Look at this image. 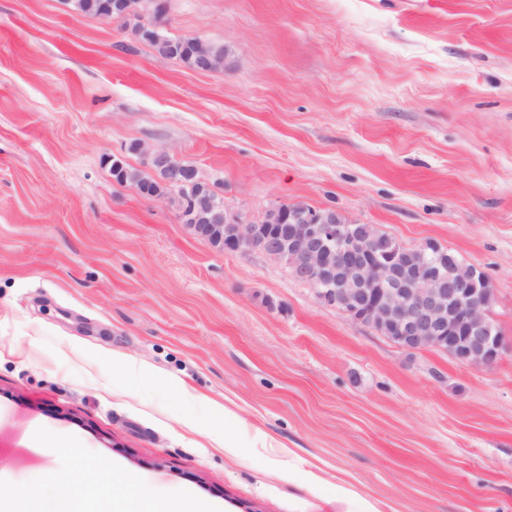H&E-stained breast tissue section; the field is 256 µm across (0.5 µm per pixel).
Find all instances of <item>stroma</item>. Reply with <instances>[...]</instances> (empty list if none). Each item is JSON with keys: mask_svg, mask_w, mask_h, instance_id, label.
<instances>
[{"mask_svg": "<svg viewBox=\"0 0 512 512\" xmlns=\"http://www.w3.org/2000/svg\"><path fill=\"white\" fill-rule=\"evenodd\" d=\"M151 0L136 16L0 0V474L126 482L220 512H512V0ZM222 46L199 73L138 24ZM194 164L232 218L293 202L490 279V368L407 350L288 264L196 238L170 198L118 183ZM245 420L218 442L224 400ZM53 446L43 456L31 432ZM319 466L272 473L254 433ZM155 167L158 170V178L128 169L119 160H114L112 162V175L119 183H133L144 196L163 197L171 194L168 191L171 190L168 183L172 180L173 172L175 170H189L194 168V165L173 160L167 154H160L155 158Z\"/></svg>", "mask_w": 512, "mask_h": 512, "instance_id": "obj_1", "label": "stroma"}]
</instances>
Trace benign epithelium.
<instances>
[{
  "mask_svg": "<svg viewBox=\"0 0 512 512\" xmlns=\"http://www.w3.org/2000/svg\"><path fill=\"white\" fill-rule=\"evenodd\" d=\"M193 52L201 71L224 66V59L199 38ZM264 221L281 226L262 233L257 224L238 219L226 249L258 250L275 259L288 250L294 277L316 289L320 300L409 350L435 348L468 366L497 361L502 340L489 335L492 297L474 267H438L426 257L425 243L395 255L370 225L298 202L288 204V214H268ZM189 229L220 246L213 225Z\"/></svg>",
  "mask_w": 512,
  "mask_h": 512,
  "instance_id": "benign-epithelium-1",
  "label": "benign epithelium"
}]
</instances>
